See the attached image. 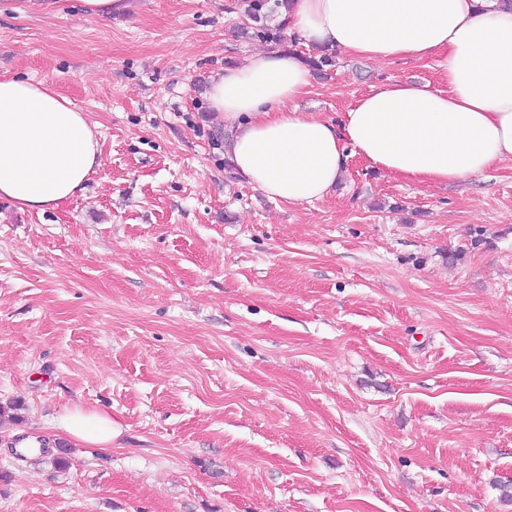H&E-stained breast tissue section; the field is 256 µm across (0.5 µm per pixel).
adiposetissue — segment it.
I'll return each mask as SVG.
<instances>
[{
	"label": "adipose tissue",
	"instance_id": "adipose-tissue-1",
	"mask_svg": "<svg viewBox=\"0 0 512 512\" xmlns=\"http://www.w3.org/2000/svg\"><path fill=\"white\" fill-rule=\"evenodd\" d=\"M288 29L307 45L388 62H437L441 87L372 89L328 118L295 103L312 73L271 47L215 72L208 106L228 131L235 174L289 204L333 193L352 157L419 183L445 184L512 161V10L498 0H293ZM101 165L99 133L53 87L0 75V200L42 213L84 192ZM68 438L102 446L108 413L74 409Z\"/></svg>",
	"mask_w": 512,
	"mask_h": 512
}]
</instances>
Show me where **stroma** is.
<instances>
[{
  "mask_svg": "<svg viewBox=\"0 0 512 512\" xmlns=\"http://www.w3.org/2000/svg\"><path fill=\"white\" fill-rule=\"evenodd\" d=\"M227 2L0 17V75L102 146L57 209L0 202V512H512V162L448 186L354 157L303 205L230 177L203 91L260 44ZM437 81L340 53L296 106ZM74 406L111 447L5 445Z\"/></svg>",
  "mask_w": 512,
  "mask_h": 512,
  "instance_id": "1",
  "label": "stroma"
}]
</instances>
